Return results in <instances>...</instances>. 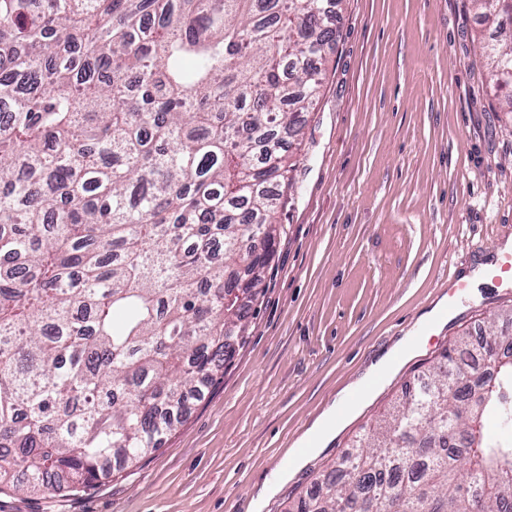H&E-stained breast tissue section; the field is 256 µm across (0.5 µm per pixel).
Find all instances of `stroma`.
<instances>
[{"label": "stroma", "mask_w": 512, "mask_h": 512, "mask_svg": "<svg viewBox=\"0 0 512 512\" xmlns=\"http://www.w3.org/2000/svg\"><path fill=\"white\" fill-rule=\"evenodd\" d=\"M306 113L294 201L244 340L161 447L86 492L0 493V512H251L289 448L370 363L421 326L449 271L512 238V113L488 83L471 0H341ZM512 295L467 288L454 316L307 454L263 512L350 451L458 336L512 338Z\"/></svg>", "instance_id": "obj_1"}]
</instances>
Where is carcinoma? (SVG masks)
<instances>
[{"mask_svg": "<svg viewBox=\"0 0 512 512\" xmlns=\"http://www.w3.org/2000/svg\"><path fill=\"white\" fill-rule=\"evenodd\" d=\"M339 3L0 0V490L135 464L232 357ZM510 389L459 337L289 512H512Z\"/></svg>", "mask_w": 512, "mask_h": 512, "instance_id": "obj_1", "label": "carcinoma"}]
</instances>
